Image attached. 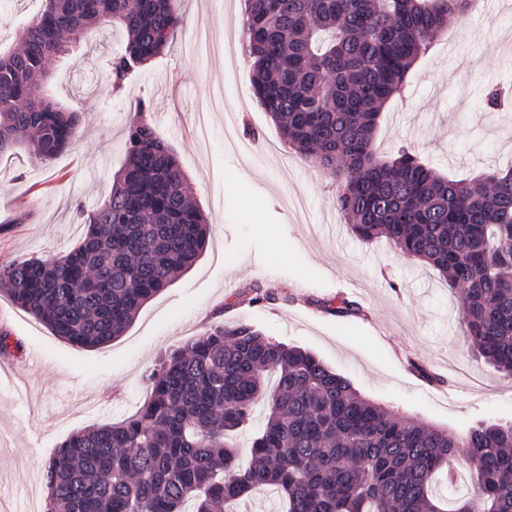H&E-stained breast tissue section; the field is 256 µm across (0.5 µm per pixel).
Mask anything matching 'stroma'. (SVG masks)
<instances>
[{"instance_id": "stroma-1", "label": "stroma", "mask_w": 512, "mask_h": 512, "mask_svg": "<svg viewBox=\"0 0 512 512\" xmlns=\"http://www.w3.org/2000/svg\"><path fill=\"white\" fill-rule=\"evenodd\" d=\"M41 0H0V49L17 47ZM169 48L113 93L108 30L47 59V91L84 113L69 148L43 165L0 157V263L50 258L85 231L81 211L108 198L138 101L188 175L211 235L196 264L149 301L126 332L76 348L0 296V512H45L44 462L69 435L132 415L146 372L206 327L245 321L313 352L366 398L458 433L512 421V379L476 358L459 301L435 271L386 242L363 243L336 207V186L288 149L257 104L240 50V0H181ZM504 87V107L482 103ZM415 153L437 173L512 164V0H480L412 69L385 108L376 148ZM277 234L268 237L263 225ZM271 292L255 304L254 288ZM360 303L338 318L320 304Z\"/></svg>"}]
</instances>
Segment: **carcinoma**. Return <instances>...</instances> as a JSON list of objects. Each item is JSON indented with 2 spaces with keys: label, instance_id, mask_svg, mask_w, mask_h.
<instances>
[{
  "label": "carcinoma",
  "instance_id": "1",
  "mask_svg": "<svg viewBox=\"0 0 512 512\" xmlns=\"http://www.w3.org/2000/svg\"><path fill=\"white\" fill-rule=\"evenodd\" d=\"M473 0H244L241 50L251 86L284 143L337 182L350 232L384 239L436 271L459 299L478 358L512 377V167L469 179L435 173L405 149L381 156L382 112L416 61ZM178 0H43L19 46L0 51V156L47 164L83 123L45 89L44 61L112 26V90L166 49ZM126 159L87 229L51 260L0 264V294L85 348L121 336L142 307L205 251L210 224L141 101ZM340 317L360 305L321 304ZM132 416L67 437L46 462V512H250L273 489L279 512H512V423L463 434L418 423L361 396L299 346L255 326L212 325L150 370ZM268 414L243 460L230 434ZM470 488L436 493L457 466Z\"/></svg>",
  "mask_w": 512,
  "mask_h": 512
}]
</instances>
